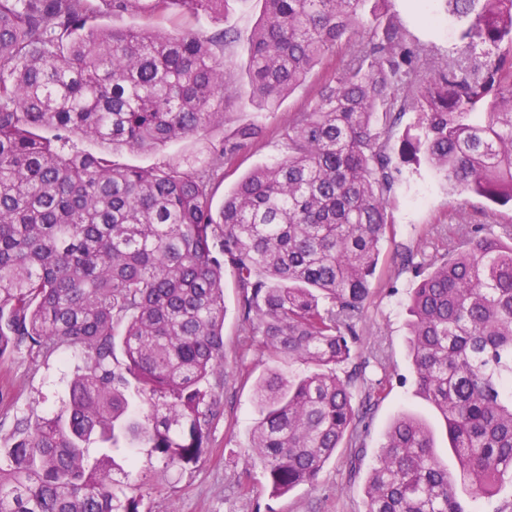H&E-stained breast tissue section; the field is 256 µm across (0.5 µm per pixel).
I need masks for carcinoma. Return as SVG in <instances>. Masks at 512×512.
<instances>
[{"instance_id": "carcinoma-1", "label": "carcinoma", "mask_w": 512, "mask_h": 512, "mask_svg": "<svg viewBox=\"0 0 512 512\" xmlns=\"http://www.w3.org/2000/svg\"><path fill=\"white\" fill-rule=\"evenodd\" d=\"M105 2L154 20L218 17L226 0ZM263 2L247 67L256 109L276 108L327 55L349 58L313 106L289 113L288 154L216 212L211 186L263 136L258 124L176 164L117 166L104 152H157L223 125L237 76L214 46L234 33L111 29L94 0H0V359L23 347L82 358L63 404L0 443V512H140L139 496L115 489L112 453L198 462L207 384L224 370L226 264L268 359L314 366L256 382L250 465L271 499L313 484L379 396L354 407L357 374L337 368L391 231L394 142L451 190L512 203V0H442L463 23L445 59L391 0ZM408 112L417 121L400 132ZM456 235L423 266L406 259L417 278L407 343L460 479L425 422L401 414L367 477L366 512H467L457 481L473 498L512 482V225Z\"/></svg>"}]
</instances>
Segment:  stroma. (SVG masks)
<instances>
[{
    "mask_svg": "<svg viewBox=\"0 0 512 512\" xmlns=\"http://www.w3.org/2000/svg\"><path fill=\"white\" fill-rule=\"evenodd\" d=\"M391 8L437 57H445L456 43L455 19L446 18L443 28L430 22L434 16L446 17L441 0H392ZM262 10L261 0H230L219 19L180 16L158 22L161 30L172 33L188 28L204 35L220 29L237 34L236 43L226 54L240 77L237 97L225 124L210 130L207 140H222L246 121L261 125L266 135L258 144L241 151L233 165L225 167L224 179L216 183L212 195L217 207L243 174L285 156L282 132L289 113L306 110L321 84L347 60L343 51L327 56L305 86L277 109H255L248 101L244 75L250 37ZM204 142L189 138L159 154L122 151L111 154L110 159L122 166L171 164L182 156L199 153ZM393 161L402 174L388 209L391 232L380 246L371 298L358 323L359 341L354 347L356 361L368 363L366 384L382 382L385 391L360 423L357 444L343 442L314 484L298 487L280 499L269 498L260 468L246 469L248 438L258 419L254 382L266 372L269 362L261 350L260 336L252 334L240 320L239 288L233 269L228 267L224 270V371L209 379L216 415L207 448L196 465L184 469L166 466L145 448L137 449L138 463L134 466L127 456L114 457L112 475L121 485L138 486L140 512H365V481L389 425L401 413L427 423L449 473L457 472L459 461L448 446L441 416L415 392L406 310L413 273L403 267L402 255L410 250L426 257L442 248L460 215L471 224L512 225V207L490 208L479 196L449 191L443 177L426 166L404 162L398 155ZM78 363V357L64 349L50 354L24 349L1 358L0 439L12 435L21 419L58 408Z\"/></svg>",
    "mask_w": 512,
    "mask_h": 512,
    "instance_id": "35a3bbf8",
    "label": "stroma"
}]
</instances>
